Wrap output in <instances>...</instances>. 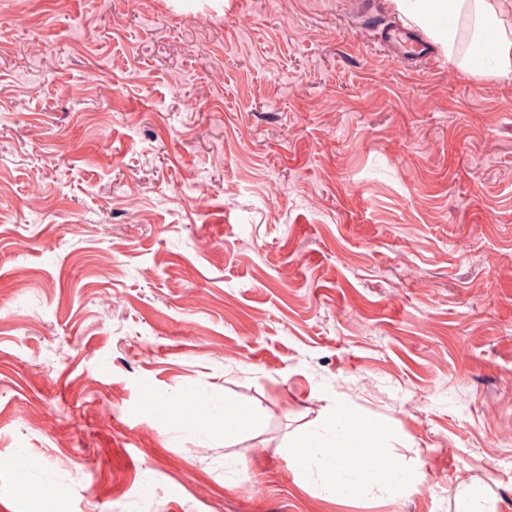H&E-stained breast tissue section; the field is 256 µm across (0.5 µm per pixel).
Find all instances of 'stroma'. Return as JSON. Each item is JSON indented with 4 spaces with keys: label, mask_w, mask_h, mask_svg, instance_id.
<instances>
[{
    "label": "stroma",
    "mask_w": 512,
    "mask_h": 512,
    "mask_svg": "<svg viewBox=\"0 0 512 512\" xmlns=\"http://www.w3.org/2000/svg\"><path fill=\"white\" fill-rule=\"evenodd\" d=\"M403 24L0 0L8 512H454L475 481L512 512V80L435 43L391 62ZM228 398L263 428L225 443ZM337 405L389 429L409 491L296 483L285 442Z\"/></svg>",
    "instance_id": "stroma-1"
}]
</instances>
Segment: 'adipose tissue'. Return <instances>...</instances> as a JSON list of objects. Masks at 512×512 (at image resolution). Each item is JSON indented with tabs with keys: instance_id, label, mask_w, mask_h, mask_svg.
Wrapping results in <instances>:
<instances>
[{
	"instance_id": "ef3b65f1",
	"label": "adipose tissue",
	"mask_w": 512,
	"mask_h": 512,
	"mask_svg": "<svg viewBox=\"0 0 512 512\" xmlns=\"http://www.w3.org/2000/svg\"><path fill=\"white\" fill-rule=\"evenodd\" d=\"M397 11L454 52L462 19L492 24L494 47L466 68L478 76L512 79V0H393ZM298 484L315 481L321 499H351L398 492L415 481L411 468L388 448L386 429L343 408L321 428L288 447Z\"/></svg>"
}]
</instances>
